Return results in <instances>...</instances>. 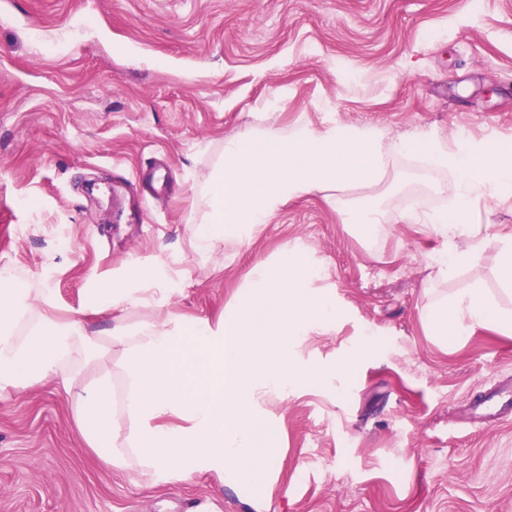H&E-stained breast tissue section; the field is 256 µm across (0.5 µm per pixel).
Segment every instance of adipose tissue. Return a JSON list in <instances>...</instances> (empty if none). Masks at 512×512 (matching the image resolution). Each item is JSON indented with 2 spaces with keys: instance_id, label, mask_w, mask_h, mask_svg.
Wrapping results in <instances>:
<instances>
[{
  "instance_id": "1",
  "label": "adipose tissue",
  "mask_w": 512,
  "mask_h": 512,
  "mask_svg": "<svg viewBox=\"0 0 512 512\" xmlns=\"http://www.w3.org/2000/svg\"><path fill=\"white\" fill-rule=\"evenodd\" d=\"M279 102L255 113V126L225 139L219 160L194 186L190 251L211 254L247 246L290 200L321 198L368 245L394 224H418L443 241L430 266L445 282L462 271L471 284L428 298L420 320L431 336L447 338L478 326L512 335V231L496 237L497 291L485 288L480 264L487 238L464 223L477 203L492 205L512 192V151L497 140L448 142L429 131L395 140L375 125L298 122L279 125ZM448 175L432 191L444 206L427 213L410 200L392 215L383 200L400 181L398 161ZM324 269L294 244L250 267L233 304L217 320L133 318L163 305L169 275L140 269L124 285L97 289L85 310L108 314L106 334L89 332L80 312L58 315L48 297L0 270V397L51 380L70 400L75 422L107 466L153 480L216 474L246 500L263 497L281 454L282 429L266 403L300 387L350 373L344 365L301 361L294 347L333 330L335 297L316 285ZM84 310V311H85ZM92 380H85L86 372Z\"/></svg>"
}]
</instances>
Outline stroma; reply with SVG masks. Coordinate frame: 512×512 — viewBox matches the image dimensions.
<instances>
[{
  "instance_id": "1",
  "label": "stroma",
  "mask_w": 512,
  "mask_h": 512,
  "mask_svg": "<svg viewBox=\"0 0 512 512\" xmlns=\"http://www.w3.org/2000/svg\"><path fill=\"white\" fill-rule=\"evenodd\" d=\"M280 96L285 127L336 119L512 149V0H0V269L64 315L134 268L186 266L168 312L214 319L249 266L299 242L343 315L297 355L336 364L375 342L343 380L268 401L280 481L257 507L209 472L106 469L52 383L0 399V512H512V420L482 427L469 408L512 379V338L426 334L440 238L397 224L366 248L316 196L234 261L190 255L193 184ZM402 167L411 183L389 212L442 205L434 171ZM468 221L495 288L512 198Z\"/></svg>"
}]
</instances>
